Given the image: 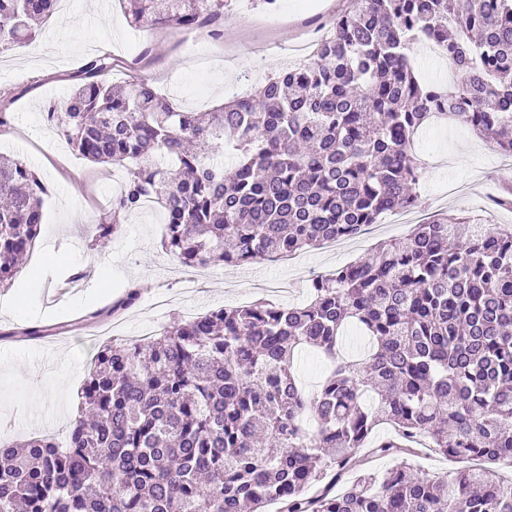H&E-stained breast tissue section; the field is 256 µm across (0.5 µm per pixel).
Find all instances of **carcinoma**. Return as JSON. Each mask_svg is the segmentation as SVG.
Masks as SVG:
<instances>
[{"label":"carcinoma","mask_w":512,"mask_h":512,"mask_svg":"<svg viewBox=\"0 0 512 512\" xmlns=\"http://www.w3.org/2000/svg\"><path fill=\"white\" fill-rule=\"evenodd\" d=\"M57 2L0 0V52L35 38ZM347 2L307 61L209 112L174 107L145 76L114 86L105 59L88 61L56 111L73 152L125 173L97 238L151 203L187 269L354 239L418 207L414 140L438 110L512 156V0ZM120 3L136 25L217 37L228 5ZM422 41L457 72L452 86L416 74ZM46 196L30 165L0 155V286L34 247ZM492 204L512 211V183ZM348 324L368 338L359 357L338 353ZM306 345L333 362L313 393L293 372ZM81 399L66 445L0 447V512H512V479L495 468L512 460V224L443 214L319 275L304 304L222 307L109 341ZM381 424L396 435L372 440ZM417 439L463 467L400 466L305 495L359 449L412 454Z\"/></svg>","instance_id":"1"}]
</instances>
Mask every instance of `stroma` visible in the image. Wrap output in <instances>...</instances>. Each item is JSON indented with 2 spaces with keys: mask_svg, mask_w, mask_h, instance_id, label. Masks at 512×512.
I'll return each instance as SVG.
<instances>
[{
  "mask_svg": "<svg viewBox=\"0 0 512 512\" xmlns=\"http://www.w3.org/2000/svg\"><path fill=\"white\" fill-rule=\"evenodd\" d=\"M344 5L345 0H279L280 14L272 21L262 0H232L222 38L203 33L187 41L174 26H131L118 0H109L104 8L98 0H73L56 10L36 41L0 54V108L12 116L0 128V154L29 164L52 190L33 250L13 282L0 288V423L8 425L0 432V442H20L41 433L66 437L91 362L106 338L134 340L179 316L190 318L258 299L299 304L303 298L295 293L270 292L269 280L287 279L304 288L311 272L355 261L379 240L405 239L423 218L442 212L481 213L503 170L504 156L467 127L451 122L427 128L416 140L417 155L427 168L411 222L380 221L336 252H300L276 265L213 266L187 289L179 281L182 267L161 247L164 218L159 209L127 216L111 241H97L96 226L111 211L122 175L111 166L77 157L47 129L43 117L48 102L62 100L76 86L84 63L107 58L112 82L144 74L174 105L207 112L233 87L253 86L284 64L306 60V53L297 49L303 37L301 18L322 25ZM266 41L284 50L256 61L251 49ZM76 271L82 274L78 285L59 294L58 284ZM133 285L140 300L113 311L109 337L80 333L76 321L112 310ZM36 326L61 337V344L44 352L21 338V331ZM404 464L438 475L451 467L447 458L433 452L383 458L363 448L355 470L344 479Z\"/></svg>",
  "mask_w": 512,
  "mask_h": 512,
  "instance_id": "1",
  "label": "stroma"
}]
</instances>
